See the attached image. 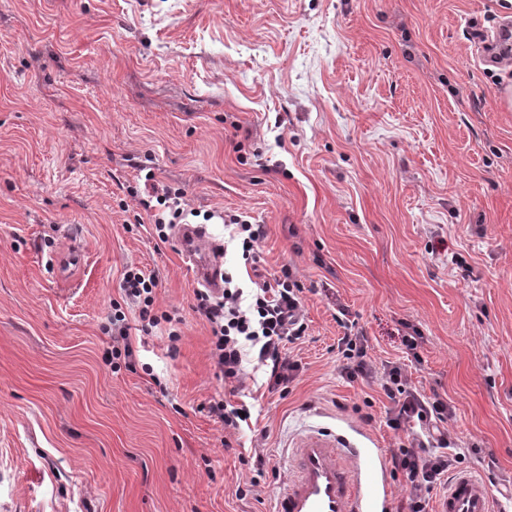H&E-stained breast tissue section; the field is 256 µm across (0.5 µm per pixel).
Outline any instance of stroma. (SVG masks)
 Returning <instances> with one entry per match:
<instances>
[{
	"instance_id": "1",
	"label": "stroma",
	"mask_w": 512,
	"mask_h": 512,
	"mask_svg": "<svg viewBox=\"0 0 512 512\" xmlns=\"http://www.w3.org/2000/svg\"><path fill=\"white\" fill-rule=\"evenodd\" d=\"M505 19L512 0H0V512H267L303 434L386 463L429 440L343 373L342 308L375 365L448 400L463 470L512 478V67L477 43ZM144 160L212 213L240 287L303 283L287 394L253 361L218 377L194 266L129 193ZM224 211L263 224L256 267ZM130 264L172 317L132 331L134 372L100 330ZM219 399L250 426L226 435Z\"/></svg>"
}]
</instances>
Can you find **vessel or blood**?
<instances>
[{
    "label": "vessel or blood",
    "instance_id": "vessel-or-blood-1",
    "mask_svg": "<svg viewBox=\"0 0 512 512\" xmlns=\"http://www.w3.org/2000/svg\"><path fill=\"white\" fill-rule=\"evenodd\" d=\"M178 241L198 280L220 290V269L213 259L215 245L192 225L180 226ZM289 457L291 471L276 486L268 512H384V464L362 459L360 449L347 447L341 437L305 435L290 449ZM435 512H494L493 499L479 476L461 471L449 480Z\"/></svg>",
    "mask_w": 512,
    "mask_h": 512
}]
</instances>
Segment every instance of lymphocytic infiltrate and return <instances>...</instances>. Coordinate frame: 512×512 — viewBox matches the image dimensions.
I'll use <instances>...</instances> for the list:
<instances>
[{"label":"lymphocytic infiltrate","mask_w":512,"mask_h":512,"mask_svg":"<svg viewBox=\"0 0 512 512\" xmlns=\"http://www.w3.org/2000/svg\"><path fill=\"white\" fill-rule=\"evenodd\" d=\"M144 190L147 198L142 205L151 217L160 242H167L169 229L184 223L189 214L185 191L156 184L155 175L150 171L144 175ZM223 220L244 263H256L264 237L263 225L252 222L244 214H227ZM224 283L222 294L216 295L207 289L195 293L194 310L211 327V359L224 381L238 382L244 375L248 349H255L258 361L268 371L269 390L287 392L299 364L287 356L284 348L286 343L301 340L307 331L302 313L303 284L286 266L274 282H265L250 290L235 286L229 276ZM157 286L156 275L132 265L125 269L122 298L113 302L107 321L101 327L102 333L110 339L104 361L112 368L123 367L130 371L136 368V354L129 340L131 326L125 313L127 307H137L141 330L145 333L167 320V313L154 309ZM337 349L344 359L343 372L348 379L380 375V386L393 403L387 416V425L392 430H404L417 422H442L451 417L452 410L444 399H429L407 390L402 365L389 362L383 369H375L367 358L363 332L345 331ZM465 458V453L457 451L444 433L433 447L413 441L407 447L393 450L392 472L413 490L398 512H428L430 492L444 484L448 474Z\"/></svg>","instance_id":"1"}]
</instances>
